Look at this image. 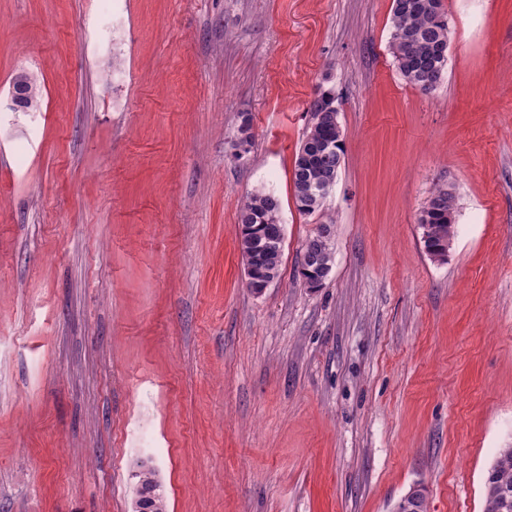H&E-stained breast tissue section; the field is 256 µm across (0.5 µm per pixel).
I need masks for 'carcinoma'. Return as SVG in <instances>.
Listing matches in <instances>:
<instances>
[{
  "label": "carcinoma",
  "mask_w": 512,
  "mask_h": 512,
  "mask_svg": "<svg viewBox=\"0 0 512 512\" xmlns=\"http://www.w3.org/2000/svg\"><path fill=\"white\" fill-rule=\"evenodd\" d=\"M390 50L403 79L428 93L446 71L449 41L448 21L443 0H392ZM336 112V97L328 91L311 106V125L296 154L293 191L297 210L317 211L323 200L313 194L317 183L338 176L344 154L343 132ZM456 197L438 187L423 211L428 213L424 247L431 260L443 263L457 233ZM239 248L244 261L256 260L257 270L276 281L281 276L283 249L271 235L283 229L278 198L265 190L252 193L239 214ZM331 225L321 224L306 241L298 262V274L310 267L323 274L333 266ZM135 483L151 496V512H169L160 473L154 462L136 461L132 470ZM394 512H427L424 490L412 489L394 507ZM483 512H512V448H504L489 467L484 483Z\"/></svg>",
  "instance_id": "1"
}]
</instances>
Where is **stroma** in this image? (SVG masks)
Masks as SVG:
<instances>
[{
	"label": "stroma",
	"mask_w": 512,
	"mask_h": 512,
	"mask_svg": "<svg viewBox=\"0 0 512 512\" xmlns=\"http://www.w3.org/2000/svg\"><path fill=\"white\" fill-rule=\"evenodd\" d=\"M443 3L424 93L392 0H0V512H132L143 456L170 512H392L416 486L482 512L512 446V0ZM22 70L34 112L8 107ZM327 89L344 156L304 215ZM439 186L442 263L418 226ZM260 188L285 240L257 294L236 225ZM336 97L324 92L311 106V125L296 154L293 170V191L297 210L302 214H312L323 203L313 194L326 197L334 187L344 154L343 132L338 117L333 121L330 114L336 115ZM327 181V182H325ZM323 182V183H321ZM457 210L456 197L447 188H436L421 211L418 219L419 227L422 229V239L426 254L435 262H445L448 252L457 233L455 215ZM428 213V223H421V216ZM450 217V218H449ZM449 218V220H448ZM427 224V239L424 240V229L421 225ZM333 259L331 225L321 224L305 243L298 262V274L302 277L303 269L309 266L323 275L326 269L333 266Z\"/></svg>",
	"instance_id": "obj_1"
}]
</instances>
